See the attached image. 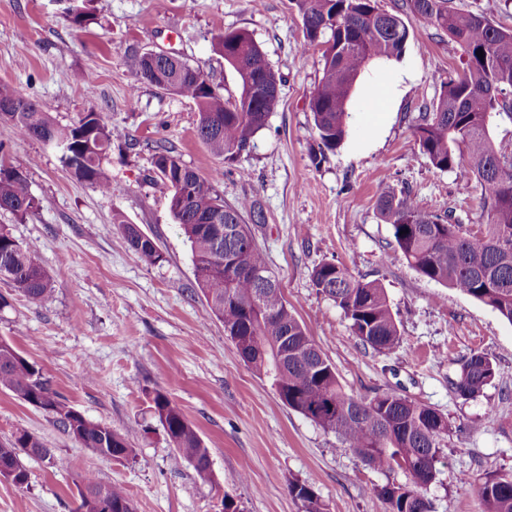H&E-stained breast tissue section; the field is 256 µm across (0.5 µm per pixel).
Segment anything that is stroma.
I'll use <instances>...</instances> for the list:
<instances>
[{
	"mask_svg": "<svg viewBox=\"0 0 512 512\" xmlns=\"http://www.w3.org/2000/svg\"><path fill=\"white\" fill-rule=\"evenodd\" d=\"M404 21L411 37L390 70L369 84L410 72L379 131L365 118L372 99L357 94L344 144L313 164L317 148L308 101L321 77V50L301 52L302 21L292 0H99L95 20L72 27L58 0H0V83L37 101L62 126L89 110L123 129L132 148L103 162L111 189L75 179L57 150L22 137L0 121V162L21 168L39 208L24 221L0 212L14 236L39 245L55 289L44 301L13 293L0 309V339L41 367L88 419L125 435L133 453L101 458L58 431L48 415L0 390V444L26 431L52 459L25 457L27 485L0 478V512H74L86 473L125 489L135 512H300L290 482L312 484L327 512H386L378 489L401 472L365 465L323 430L278 399L224 334L206 319L189 245L168 208V192L150 179L149 147L162 142L203 175L222 171L226 203L259 199L265 221L251 231L296 318L333 364L347 394L395 389L436 408L454 431L441 448L429 490L433 512H485L478 487L486 474L512 473V324L458 291L420 275L388 248L390 228L376 208L381 187L408 191L427 211L455 209L465 224H483L482 189L456 171L436 170L420 154L413 125L441 78L461 71V50L447 34ZM249 31L282 78L279 102L247 153L227 161L198 137L191 101L138 82L132 55L165 50L200 66L224 95L237 78L214 50V35ZM92 72L85 89L77 72ZM158 245L162 262L140 260L122 222ZM325 261L356 277L379 280L398 321L391 351L363 348L342 311L311 282ZM486 355L497 374L473 399L450 382L460 361ZM164 392L210 452L213 481L202 482L176 458L150 405Z\"/></svg>",
	"mask_w": 512,
	"mask_h": 512,
	"instance_id": "stroma-1",
	"label": "stroma"
}]
</instances>
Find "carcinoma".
I'll return each instance as SVG.
<instances>
[{"label":"carcinoma","mask_w":512,"mask_h":512,"mask_svg":"<svg viewBox=\"0 0 512 512\" xmlns=\"http://www.w3.org/2000/svg\"><path fill=\"white\" fill-rule=\"evenodd\" d=\"M92 2L70 0L65 14L73 26L83 28L94 20ZM295 3L303 23V47L322 49V77L308 102L319 139L312 155L316 165L325 152L336 150L349 136L348 107L365 72L380 61L402 59L410 39L403 13H413L425 26L446 33L460 45L462 71L440 81L439 95L423 105L414 135L435 169L456 170L481 185L487 222L463 224L451 210L428 212L410 194H398L389 187L377 196V210L381 221L390 226L391 247L419 274L483 303L512 324V153L497 149L490 132L494 116L504 113L512 118V31L482 15L455 11L451 0H401L386 15L375 0ZM214 47L225 58H241L242 66H231L239 86L235 97H224L201 67L178 56L159 65L144 52L134 57L133 64L139 80L191 100L199 114V137L213 155L233 161L249 150L255 135L267 126L278 102L281 78L246 30L218 33ZM252 81L264 85L265 96L258 99L250 94ZM0 104L11 105L9 122L21 135L53 142L71 175L101 192L109 190L103 160L112 146L127 141L124 131L93 110L61 127L39 103L5 83H0ZM153 167L169 188L170 213L189 243L194 276L205 299V317L224 324L225 336L236 349L247 352L243 360L269 379L288 409L334 433L366 465L403 474L404 480H391L378 490L387 512H432L428 492L437 479L440 448L452 431L448 418L392 389L369 397L346 394L332 363L288 307L245 224L247 219L265 223L258 200L225 203L216 187L219 174H199L162 144L153 147ZM180 179L186 183L181 196L170 190ZM38 208L24 172L0 165V210L23 221ZM216 214L219 222L209 223ZM121 226L129 249L140 259L150 264L163 260L155 241L137 225L123 222ZM241 267L248 273H241ZM0 281L33 300L45 299L53 289L37 244L17 239L4 224H0ZM312 282L342 310L362 346L378 352L397 346L398 322L381 282L356 279L347 268L330 261L315 267ZM495 377L492 361L473 352L461 361L450 385L457 397L468 400ZM0 389L46 411L55 426L94 454L110 449L127 457L133 453L125 437L88 420L63 401L40 367L2 339ZM153 410L178 457L201 480H211L209 450L181 409L158 391ZM23 454L45 457L48 449L26 431L0 445V458L9 459L27 479ZM106 489L112 512H134L123 488L108 485ZM288 492L299 501L302 512H325L311 485L295 481ZM478 495L485 512H512V475H487Z\"/></svg>","instance_id":"cac0c4a2"}]
</instances>
